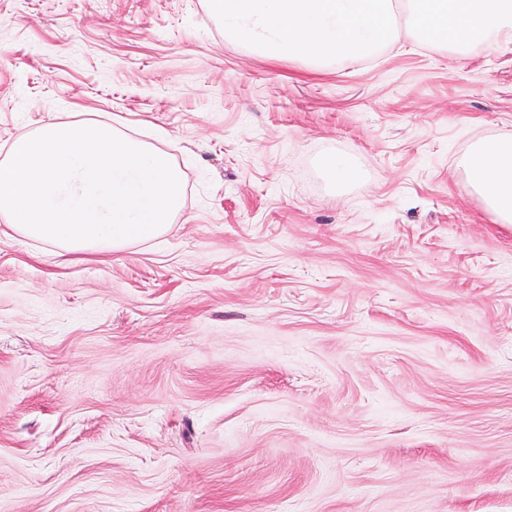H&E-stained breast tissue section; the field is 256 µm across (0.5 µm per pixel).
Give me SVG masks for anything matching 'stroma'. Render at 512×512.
Instances as JSON below:
<instances>
[{
    "mask_svg": "<svg viewBox=\"0 0 512 512\" xmlns=\"http://www.w3.org/2000/svg\"><path fill=\"white\" fill-rule=\"evenodd\" d=\"M108 117L183 208L104 263L0 238V512H512V225L456 168L512 46L314 74L206 0H0V155ZM318 170L327 189L338 195L362 177L361 171L352 159L335 153L323 155L318 160Z\"/></svg>",
    "mask_w": 512,
    "mask_h": 512,
    "instance_id": "obj_1",
    "label": "stroma"
}]
</instances>
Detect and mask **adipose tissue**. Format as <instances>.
<instances>
[{"label": "adipose tissue", "mask_w": 512, "mask_h": 512, "mask_svg": "<svg viewBox=\"0 0 512 512\" xmlns=\"http://www.w3.org/2000/svg\"><path fill=\"white\" fill-rule=\"evenodd\" d=\"M457 169L467 195L493 223L512 224V134L476 137ZM318 170L327 189L338 195L361 179L352 159L333 153L319 159Z\"/></svg>", "instance_id": "ef3b65f1"}]
</instances>
